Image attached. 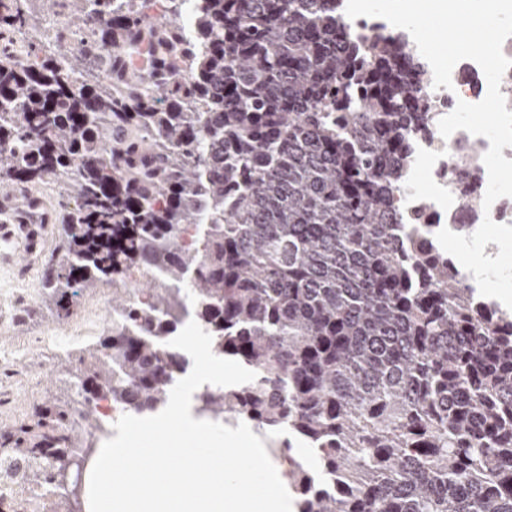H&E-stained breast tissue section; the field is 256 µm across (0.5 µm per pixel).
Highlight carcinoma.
<instances>
[{
  "label": "carcinoma",
  "instance_id": "1",
  "mask_svg": "<svg viewBox=\"0 0 512 512\" xmlns=\"http://www.w3.org/2000/svg\"><path fill=\"white\" fill-rule=\"evenodd\" d=\"M79 2L77 52L0 50V180L62 189L39 288L57 316L135 267L161 280L139 307L112 298V329L66 367L85 428L100 398L166 406L190 295L214 352L256 373L205 390L199 412L286 449L297 512H512V315L397 223L427 115L408 43L369 46L340 0H199L203 51L186 0L164 22L155 0ZM72 413L48 399L0 433L3 479L54 485L50 512H72Z\"/></svg>",
  "mask_w": 512,
  "mask_h": 512
}]
</instances>
